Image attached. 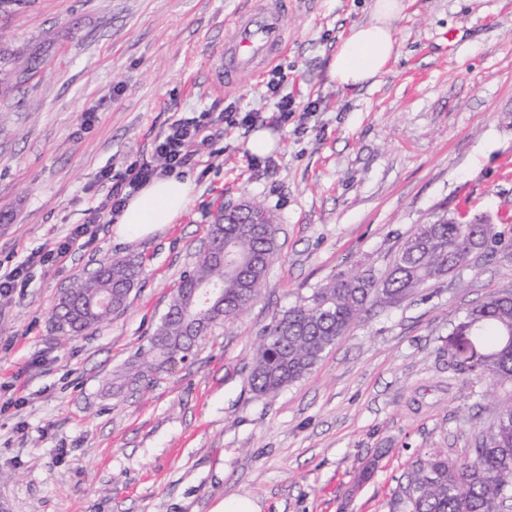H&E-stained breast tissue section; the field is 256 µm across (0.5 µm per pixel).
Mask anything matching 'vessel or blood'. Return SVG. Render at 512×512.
I'll use <instances>...</instances> for the list:
<instances>
[{"label":"vessel or blood","instance_id":"b4317fda","mask_svg":"<svg viewBox=\"0 0 512 512\" xmlns=\"http://www.w3.org/2000/svg\"><path fill=\"white\" fill-rule=\"evenodd\" d=\"M289 0H252L232 20L233 35L213 58L215 88L236 87L241 78L272 66L288 50Z\"/></svg>","mask_w":512,"mask_h":512}]
</instances>
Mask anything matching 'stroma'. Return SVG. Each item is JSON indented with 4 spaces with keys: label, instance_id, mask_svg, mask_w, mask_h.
Here are the masks:
<instances>
[{
    "label": "stroma",
    "instance_id": "1",
    "mask_svg": "<svg viewBox=\"0 0 512 512\" xmlns=\"http://www.w3.org/2000/svg\"><path fill=\"white\" fill-rule=\"evenodd\" d=\"M241 0H0V263L10 267L87 223L157 136L203 111L270 113L271 71L231 91L210 82ZM398 53L372 85L337 86L329 64L372 0H291L284 90L318 112L225 126L185 175L186 213L123 238L97 224L67 262H37L0 300V512H214L247 494L261 512H392L417 457L468 456L512 399L455 367L462 312L512 293V259L471 256L390 308L372 307L304 379L256 395L263 329L353 268L381 273L418 225L486 215L512 240V0H406ZM98 120L83 128L82 114ZM253 200L280 249L259 297L190 357L125 383L221 207ZM132 257L124 312L59 340L51 312L80 275Z\"/></svg>",
    "mask_w": 512,
    "mask_h": 512
}]
</instances>
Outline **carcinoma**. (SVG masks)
Returning <instances> with one entry per match:
<instances>
[{
    "label": "carcinoma",
    "instance_id": "obj_1",
    "mask_svg": "<svg viewBox=\"0 0 512 512\" xmlns=\"http://www.w3.org/2000/svg\"><path fill=\"white\" fill-rule=\"evenodd\" d=\"M246 222L210 225L207 251L184 275L149 347L130 363L128 381L137 383L156 370L187 359L215 324L236 316L258 298L269 265L279 250L275 216L256 203L237 206ZM502 244L495 224L461 223L440 216L421 224L392 263L376 275L370 270L340 274L315 289L299 305L274 318L264 330L250 372L256 394H275L305 378L323 353L346 335L368 306H393L465 263ZM139 265L121 258L103 261L76 279L62 295L51 320L63 337L75 336L112 319L96 300L112 295L115 312L124 309ZM217 281L222 304L198 311L191 305L199 286ZM455 365L491 385L512 383V295L467 308L448 337ZM395 498L405 512H503L512 498V402L480 428L470 454L453 460L441 453L412 463Z\"/></svg>",
    "mask_w": 512,
    "mask_h": 512
}]
</instances>
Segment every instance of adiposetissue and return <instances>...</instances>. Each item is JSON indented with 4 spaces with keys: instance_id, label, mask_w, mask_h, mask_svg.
Returning a JSON list of instances; mask_svg holds the SVG:
<instances>
[{
    "instance_id": "adipose-tissue-1",
    "label": "adipose tissue",
    "mask_w": 512,
    "mask_h": 512,
    "mask_svg": "<svg viewBox=\"0 0 512 512\" xmlns=\"http://www.w3.org/2000/svg\"><path fill=\"white\" fill-rule=\"evenodd\" d=\"M403 9V0H374L370 20L352 28L329 65L338 85L347 88L371 85L384 73L397 53L393 23ZM193 188L187 178H154L116 216L118 234L138 237L161 225L176 223L191 201Z\"/></svg>"
}]
</instances>
